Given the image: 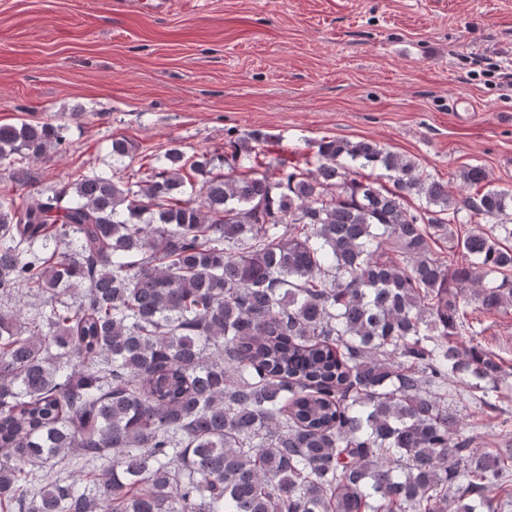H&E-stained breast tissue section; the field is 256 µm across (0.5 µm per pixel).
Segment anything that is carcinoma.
<instances>
[{
  "label": "carcinoma",
  "instance_id": "1",
  "mask_svg": "<svg viewBox=\"0 0 512 512\" xmlns=\"http://www.w3.org/2000/svg\"><path fill=\"white\" fill-rule=\"evenodd\" d=\"M62 140L0 125V167L20 178ZM261 143L135 169L114 138L110 171L0 201V512L512 501V445H474L457 410L512 425L504 361L477 341L512 307V189L470 165L459 198L367 139L258 171Z\"/></svg>",
  "mask_w": 512,
  "mask_h": 512
}]
</instances>
